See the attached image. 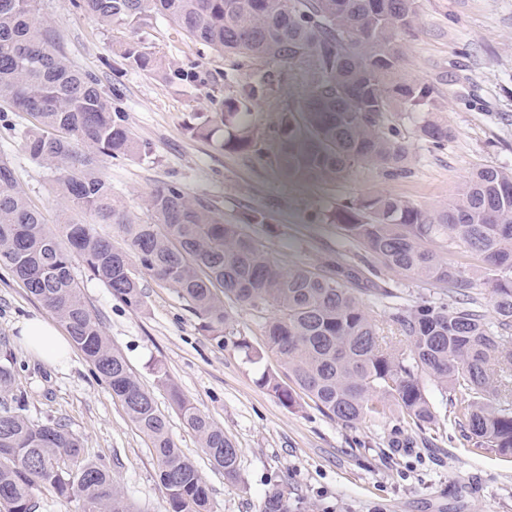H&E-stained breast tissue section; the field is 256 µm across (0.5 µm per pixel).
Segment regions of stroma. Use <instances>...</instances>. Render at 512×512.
<instances>
[{
	"instance_id": "obj_1",
	"label": "stroma",
	"mask_w": 512,
	"mask_h": 512,
	"mask_svg": "<svg viewBox=\"0 0 512 512\" xmlns=\"http://www.w3.org/2000/svg\"><path fill=\"white\" fill-rule=\"evenodd\" d=\"M41 13L72 60L115 90L114 104L141 149L106 161L115 197L142 217L149 193L175 184L231 224L245 212L265 211L268 223L249 232L287 268L314 266L330 255L355 261L359 247L328 219L342 202L390 192L433 207L451 199L477 167L512 169V0H419L414 30L400 37L404 66L410 78L434 88L453 139L435 147L417 137L414 116H395L389 125L409 149L408 177L388 180L364 169L327 182L291 179L268 158L227 151L223 132L206 139L190 134L199 115L231 94L224 77L233 71L232 57L162 19L133 33L99 26L69 0H41ZM133 41L192 69L193 78L165 84L137 69L105 67L107 57ZM0 158L10 161L19 186L50 220L67 217L52 176L1 128ZM73 273L113 348L154 394L177 446L195 462L213 512H258L267 491L280 484L301 501V512H512V458L471 447L459 427L420 431L393 418L345 427L311 404L285 408L257 384L264 367H276L275 358L253 364L212 341L175 289L144 277L146 306L135 311L82 266ZM33 315L49 312L0 268V355L15 358L23 415L66 423L85 458L111 468L141 512H170L147 438L83 353L55 365L22 349L15 325ZM172 385L234 439L241 450L238 484L227 483L202 453L171 403Z\"/></svg>"
}]
</instances>
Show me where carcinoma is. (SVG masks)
Instances as JSON below:
<instances>
[{
    "label": "carcinoma",
    "instance_id": "1",
    "mask_svg": "<svg viewBox=\"0 0 512 512\" xmlns=\"http://www.w3.org/2000/svg\"><path fill=\"white\" fill-rule=\"evenodd\" d=\"M104 28L136 33L161 17L224 56L237 58L228 78L234 94L201 116L191 135L224 128V148L259 153L289 178L340 179L359 168L396 180L410 174L408 149L386 121L418 114V137L442 145L453 136L437 117L433 88L407 76L399 37L418 16V0H71ZM128 66L166 81L191 74L172 68L140 45L127 44ZM303 95L284 91L297 75ZM260 100L275 114L264 129L235 121ZM26 116L16 135L29 157L48 170L71 209L91 221L68 219L53 233L43 209L0 161V266L7 268L65 324L73 345L92 364L148 438L158 481L171 512H212L209 488L178 448L153 394L112 348L89 311L73 261L128 307H145L141 275L175 289L199 329L257 364L260 387L286 408L309 400L323 414L353 427L396 411L418 428L440 421L467 431L475 448L512 457V170L474 169L448 204L430 208L391 193H368L336 207L332 222L364 251L360 262L337 257L318 268H283L247 232L267 214L251 211L230 224L176 185L147 199V219L112 194L100 163L140 153L124 116L93 73L78 68L56 42L39 0H0V119ZM113 224L125 247L93 225ZM464 253L473 263L454 256ZM412 276L436 288V301L392 308L385 334L362 295H386L383 272ZM484 290L494 319L479 297ZM263 319L262 348L234 331L223 296ZM15 362L0 356V506L39 512L36 490L49 486L81 502V512H138L117 488L112 470L82 459L79 438L53 420L34 422L8 403ZM449 399L440 412L427 385ZM173 405L224 478H239L240 449L209 416L170 389ZM77 461L76 468L61 465ZM288 489L268 490L259 512H295Z\"/></svg>",
    "mask_w": 512,
    "mask_h": 512
}]
</instances>
